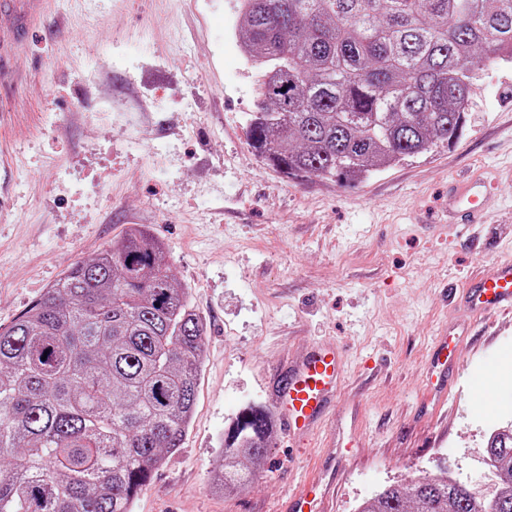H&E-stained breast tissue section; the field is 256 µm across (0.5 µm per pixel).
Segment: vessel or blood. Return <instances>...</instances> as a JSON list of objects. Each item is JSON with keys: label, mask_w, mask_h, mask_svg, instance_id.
Masks as SVG:
<instances>
[{"label": "vessel or blood", "mask_w": 512, "mask_h": 512, "mask_svg": "<svg viewBox=\"0 0 512 512\" xmlns=\"http://www.w3.org/2000/svg\"><path fill=\"white\" fill-rule=\"evenodd\" d=\"M479 186L476 180L454 186L448 200L453 223H475L484 211L486 203ZM464 298L474 313L493 308L512 314V260L497 261L466 288ZM455 349L454 338L441 337L434 347V368L447 373L454 364ZM346 376L344 356L331 344L313 347L302 357L289 360L274 395L273 412L279 426L291 436L313 431L335 403ZM469 388L475 411L487 414L496 408L499 396L491 379L476 378Z\"/></svg>", "instance_id": "vessel-or-blood-1"}]
</instances>
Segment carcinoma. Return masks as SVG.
I'll list each match as a JSON object with an SVG mask.
<instances>
[{"mask_svg":"<svg viewBox=\"0 0 512 512\" xmlns=\"http://www.w3.org/2000/svg\"><path fill=\"white\" fill-rule=\"evenodd\" d=\"M236 41L260 75L252 146L295 177L355 181L458 138L474 80L512 62V0H241ZM206 324L162 246L133 226L0 327V512H132L181 447ZM248 408L212 489L256 480L269 448ZM487 453L512 478V430ZM357 512H512L445 472L385 486Z\"/></svg>","mask_w":512,"mask_h":512,"instance_id":"obj_1","label":"carcinoma"}]
</instances>
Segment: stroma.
<instances>
[{
    "label": "stroma",
    "mask_w": 512,
    "mask_h": 512,
    "mask_svg": "<svg viewBox=\"0 0 512 512\" xmlns=\"http://www.w3.org/2000/svg\"><path fill=\"white\" fill-rule=\"evenodd\" d=\"M239 21V0H42L28 36L0 46V325L142 224L207 336L183 445L134 512H290L314 480L322 512H356L443 469L499 485L486 443L512 425V322L448 291L512 257V64L475 81L454 143L358 182L291 179L248 136L259 76L236 51ZM471 178L490 219L448 224V190ZM443 327L458 355L439 399ZM325 343L349 373L321 429L274 431L253 484L212 492L236 417L270 407L288 358ZM482 373L502 397L489 415L469 403Z\"/></svg>",
    "instance_id": "stroma-1"
}]
</instances>
